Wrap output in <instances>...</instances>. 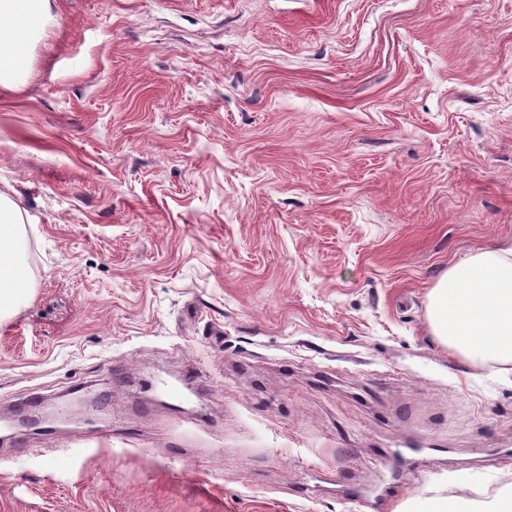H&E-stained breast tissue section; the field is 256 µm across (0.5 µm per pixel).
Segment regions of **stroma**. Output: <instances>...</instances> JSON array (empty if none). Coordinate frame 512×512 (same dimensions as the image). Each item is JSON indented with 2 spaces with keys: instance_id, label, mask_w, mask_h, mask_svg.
I'll return each instance as SVG.
<instances>
[{
  "instance_id": "35a3bbf8",
  "label": "stroma",
  "mask_w": 512,
  "mask_h": 512,
  "mask_svg": "<svg viewBox=\"0 0 512 512\" xmlns=\"http://www.w3.org/2000/svg\"><path fill=\"white\" fill-rule=\"evenodd\" d=\"M54 14L0 88L30 281L0 318V512H370L389 466L380 512L512 485V365L427 317L512 246V0Z\"/></svg>"
}]
</instances>
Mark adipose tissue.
<instances>
[{
	"mask_svg": "<svg viewBox=\"0 0 512 512\" xmlns=\"http://www.w3.org/2000/svg\"><path fill=\"white\" fill-rule=\"evenodd\" d=\"M51 17L52 0H0L1 86H12L33 30ZM23 221L18 204L0 192V315L28 291L15 250ZM428 321L466 359L512 364V247L448 269L430 292Z\"/></svg>",
	"mask_w": 512,
	"mask_h": 512,
	"instance_id": "ef3b65f1",
	"label": "adipose tissue"
}]
</instances>
